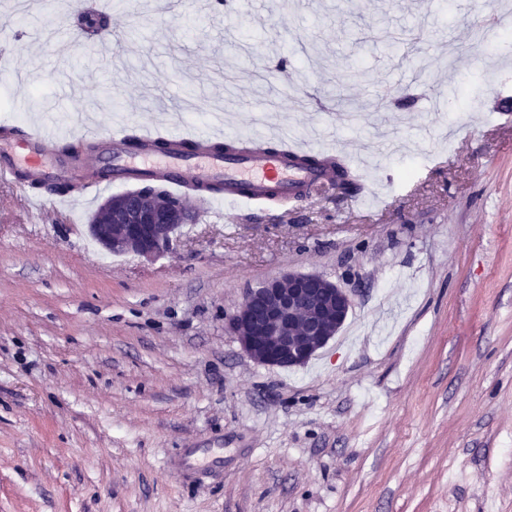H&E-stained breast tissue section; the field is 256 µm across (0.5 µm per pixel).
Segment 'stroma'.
Segmentation results:
<instances>
[{"label": "stroma", "instance_id": "35a3bbf8", "mask_svg": "<svg viewBox=\"0 0 512 512\" xmlns=\"http://www.w3.org/2000/svg\"><path fill=\"white\" fill-rule=\"evenodd\" d=\"M504 0H202L138 13L0 0V121L105 131L261 120L326 144L386 208L336 186L216 223L157 259L89 232L102 197L31 209L0 182V512H512V35L476 43ZM112 32L106 67L56 43ZM289 272L353 306L306 364L226 335L249 289ZM201 463L184 471V459Z\"/></svg>", "mask_w": 512, "mask_h": 512}]
</instances>
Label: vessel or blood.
I'll list each match as a JSON object with an SVG mask.
<instances>
[{"label":"vessel or blood","mask_w":512,"mask_h":512,"mask_svg":"<svg viewBox=\"0 0 512 512\" xmlns=\"http://www.w3.org/2000/svg\"><path fill=\"white\" fill-rule=\"evenodd\" d=\"M70 131L87 142H105L106 147L74 158L59 154L42 126L24 128L19 134L10 126L0 127V180L15 182L23 177L52 183L72 179L71 194L27 198L30 206L41 209L50 205L62 212L68 211L72 197L89 199L102 190L143 180L160 182L175 198L187 194L189 187L204 189L219 183L224 188L221 200L244 212L261 210L269 194L291 199L336 181L335 148L310 143L283 126L264 134L265 139L284 145L281 153L213 152L210 144L228 139L223 130H176L168 119L140 127V147L134 152L126 146L125 131L120 127L106 132L77 119ZM186 141L199 142L200 150L184 152ZM311 156L320 157L321 165H307Z\"/></svg>","instance_id":"obj_1"}]
</instances>
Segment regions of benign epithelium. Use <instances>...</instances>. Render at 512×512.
Wrapping results in <instances>:
<instances>
[{"label":"benign epithelium","instance_id":"1","mask_svg":"<svg viewBox=\"0 0 512 512\" xmlns=\"http://www.w3.org/2000/svg\"><path fill=\"white\" fill-rule=\"evenodd\" d=\"M193 221L194 213L179 201L164 204L158 191L130 190L108 197L89 229L114 254L152 259L169 246L175 228ZM352 304L346 289L322 276L289 272L250 289L224 326L252 359L300 366L329 342Z\"/></svg>","mask_w":512,"mask_h":512}]
</instances>
